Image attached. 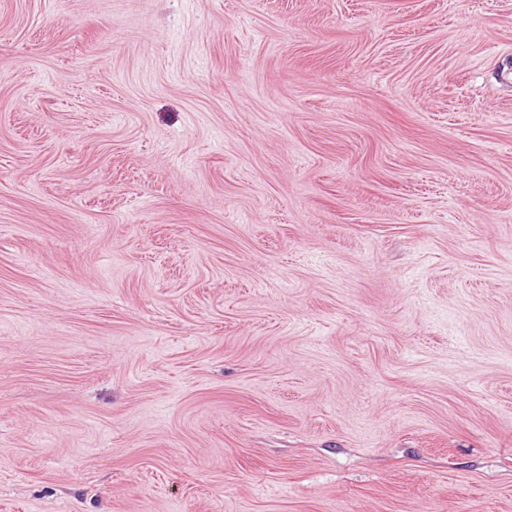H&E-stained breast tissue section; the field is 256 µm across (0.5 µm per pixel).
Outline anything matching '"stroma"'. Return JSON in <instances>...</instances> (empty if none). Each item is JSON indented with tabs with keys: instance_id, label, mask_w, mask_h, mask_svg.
Instances as JSON below:
<instances>
[{
	"instance_id": "obj_1",
	"label": "stroma",
	"mask_w": 512,
	"mask_h": 512,
	"mask_svg": "<svg viewBox=\"0 0 512 512\" xmlns=\"http://www.w3.org/2000/svg\"><path fill=\"white\" fill-rule=\"evenodd\" d=\"M0 512H512V0H0Z\"/></svg>"
}]
</instances>
